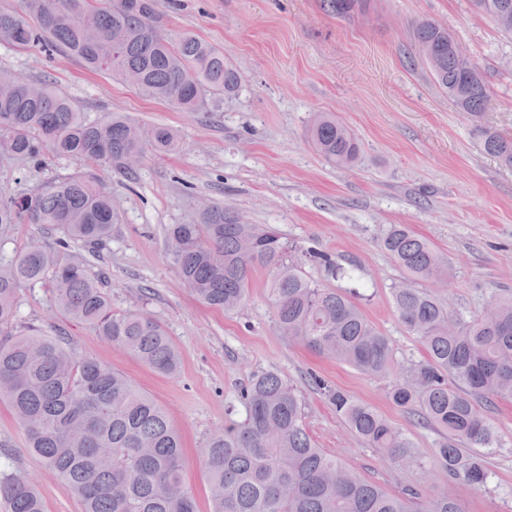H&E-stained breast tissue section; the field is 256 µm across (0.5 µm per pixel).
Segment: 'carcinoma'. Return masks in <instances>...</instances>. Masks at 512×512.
<instances>
[{
	"mask_svg": "<svg viewBox=\"0 0 512 512\" xmlns=\"http://www.w3.org/2000/svg\"><path fill=\"white\" fill-rule=\"evenodd\" d=\"M26 12L0 10V43L39 46L79 60L87 69L126 81L185 112H206L212 98L231 97L241 85L223 51L187 32H170L155 16L154 0L140 11L124 0H24ZM504 34L512 36V0H471ZM363 0H327L345 17ZM427 42L426 58L438 86L476 117L488 92L475 61H457L455 36L436 22L414 29ZM308 139L325 159L358 161L356 137L336 116L322 112ZM483 150L512 167V135L481 132ZM177 145L166 127L148 131L119 112L89 123L49 85L0 69V152L33 164L49 152L88 167L111 165ZM40 224L62 233L56 246L30 243L0 261V402L24 427L30 453L77 494L80 512H198L183 479L181 437L166 411L125 375L96 359L77 358L35 329L13 331L19 289L52 278L56 309L84 323L155 372L173 376L180 355L157 320L139 311L112 312L109 298L71 244L89 248L112 238V198L92 176H77L35 196L0 198V229ZM383 247L407 278H448V257L407 227H393ZM167 249L189 292L226 312L248 299L249 275L267 272L268 297L278 331L318 355L373 375L395 363L389 338L350 297L310 281L295 249L279 233L234 223V212L214 205L197 224H173ZM400 323L416 335L425 357L394 386V404L410 410L440 434L435 453L448 476L483 486L489 470L483 448L497 433L480 403L512 401V294L498 296L478 317L453 319L421 288L392 289ZM336 414L369 448L401 466L414 462L413 444L375 409L313 378ZM245 418L211 434L203 448L210 512H462L456 498L436 492L415 499L393 495L360 477L315 446L304 423L298 387L275 371L255 376L244 394ZM0 502L7 512H44L34 484L0 470Z\"/></svg>",
	"mask_w": 512,
	"mask_h": 512,
	"instance_id": "cac0c4a2",
	"label": "carcinoma"
}]
</instances>
